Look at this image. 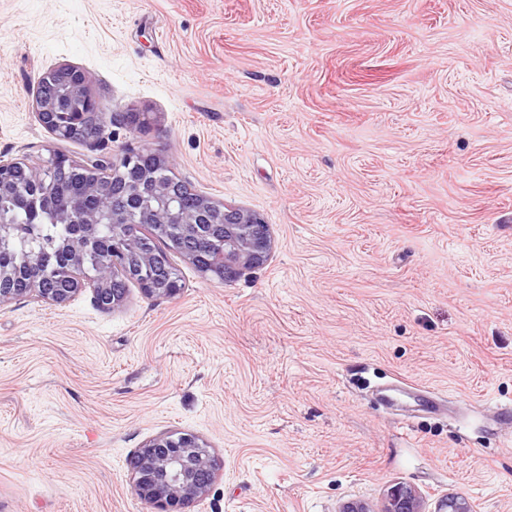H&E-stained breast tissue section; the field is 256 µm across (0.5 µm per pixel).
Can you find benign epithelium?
Masks as SVG:
<instances>
[{
	"label": "benign epithelium",
	"mask_w": 512,
	"mask_h": 512,
	"mask_svg": "<svg viewBox=\"0 0 512 512\" xmlns=\"http://www.w3.org/2000/svg\"><path fill=\"white\" fill-rule=\"evenodd\" d=\"M51 79L76 97L85 88L84 73L70 66L44 72L38 81ZM37 115L41 124L59 140H79L92 147L98 145L103 128L112 112L95 99L84 101V111L66 119L59 118L62 105L36 93ZM145 164L138 154H127L120 160L98 155L93 163L112 171V179H87L85 196L94 204L86 207L78 198L68 206L53 210L58 224L79 223L82 230L58 247L66 254L70 271L66 281L57 284L34 271L23 280L18 269L0 265V304L19 296L33 294L52 305L68 303L81 289L91 288L97 305L111 310L122 304L125 293L114 287L116 279L138 274L139 285L152 296H169L177 291L174 271L160 267L152 246L140 229L147 225L154 237L178 225L182 236L198 241L206 233L217 230L224 234V257L203 267V273L226 279L239 266H256L271 249L269 225L257 214L228 209L207 198L199 200L194 211L186 209L173 188L170 176L162 174L168 159L159 151L151 153ZM44 165L48 172L66 174L79 163L64 154L54 153ZM29 169V179L38 182L43 174L24 162L0 163V194L18 191L21 173ZM112 217V251L104 255L95 270L85 268V259L97 243V229L104 215ZM224 469V462L211 454L192 433H175L154 439L140 449L134 458L131 475L135 495L155 508V512H184V508L203 497ZM381 512H422L416 494L403 486L393 488ZM437 512H472L464 497H448L440 501Z\"/></svg>",
	"instance_id": "obj_1"
}]
</instances>
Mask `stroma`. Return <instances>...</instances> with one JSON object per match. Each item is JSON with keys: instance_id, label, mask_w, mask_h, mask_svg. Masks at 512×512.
<instances>
[{"instance_id": "35a3bbf8", "label": "stroma", "mask_w": 512, "mask_h": 512, "mask_svg": "<svg viewBox=\"0 0 512 512\" xmlns=\"http://www.w3.org/2000/svg\"><path fill=\"white\" fill-rule=\"evenodd\" d=\"M62 65L100 151L163 152L272 247L224 281L171 254L173 298L0 304V512H153L131 463L177 432L224 460L188 512H512V0H0V161L94 159L37 118ZM50 78L58 84L68 87L72 92L70 97L76 98L85 88L86 78L84 73L70 66H62L51 69L40 75L37 81L36 107L37 115L41 124L56 139L72 141L79 140L87 143L91 147L98 145L103 128L109 119H112V112L94 98L87 97L84 101V111L79 112L71 118H67L63 113L58 112L64 110L60 101L47 100L40 92V86L43 80ZM66 117V122L61 123L59 118ZM381 512H422L419 498L411 490L403 486L393 488Z\"/></svg>"}]
</instances>
